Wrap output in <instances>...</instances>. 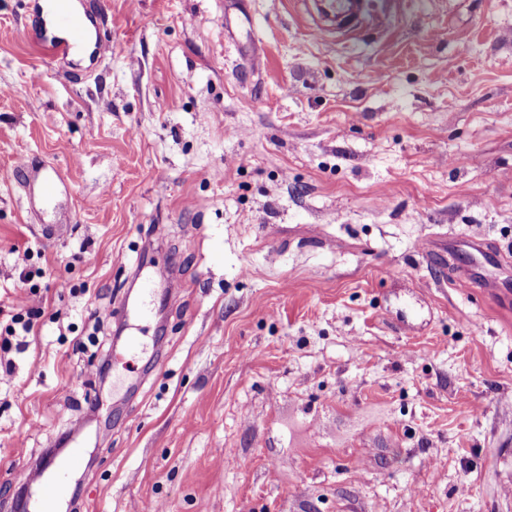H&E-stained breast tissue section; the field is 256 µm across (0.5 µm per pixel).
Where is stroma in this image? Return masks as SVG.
<instances>
[{
    "label": "stroma",
    "mask_w": 512,
    "mask_h": 512,
    "mask_svg": "<svg viewBox=\"0 0 512 512\" xmlns=\"http://www.w3.org/2000/svg\"><path fill=\"white\" fill-rule=\"evenodd\" d=\"M87 3L86 64L0 0V512L64 439L74 512H512V0L351 37L312 0ZM142 266L179 298L113 345L88 314Z\"/></svg>",
    "instance_id": "obj_1"
}]
</instances>
